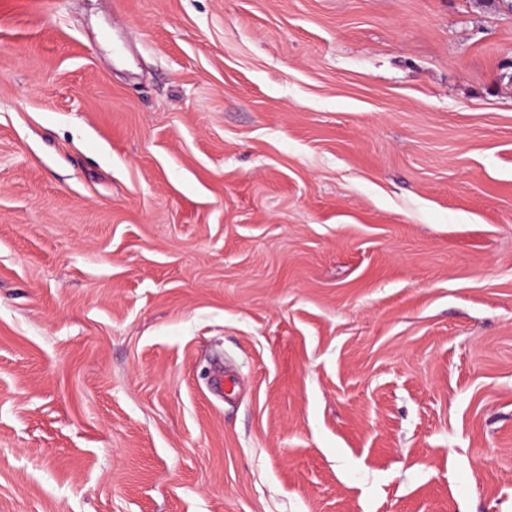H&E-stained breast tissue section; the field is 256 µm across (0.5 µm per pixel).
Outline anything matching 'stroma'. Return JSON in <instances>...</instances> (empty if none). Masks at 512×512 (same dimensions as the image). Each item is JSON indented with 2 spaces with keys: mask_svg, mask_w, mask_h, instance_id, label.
Returning <instances> with one entry per match:
<instances>
[{
  "mask_svg": "<svg viewBox=\"0 0 512 512\" xmlns=\"http://www.w3.org/2000/svg\"><path fill=\"white\" fill-rule=\"evenodd\" d=\"M0 512H512L503 0H0Z\"/></svg>",
  "mask_w": 512,
  "mask_h": 512,
  "instance_id": "35a3bbf8",
  "label": "stroma"
}]
</instances>
